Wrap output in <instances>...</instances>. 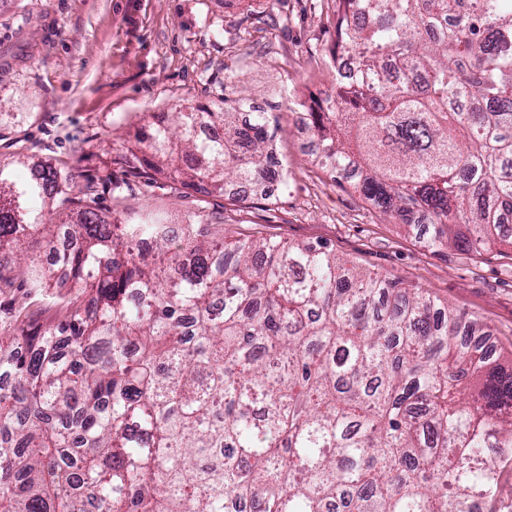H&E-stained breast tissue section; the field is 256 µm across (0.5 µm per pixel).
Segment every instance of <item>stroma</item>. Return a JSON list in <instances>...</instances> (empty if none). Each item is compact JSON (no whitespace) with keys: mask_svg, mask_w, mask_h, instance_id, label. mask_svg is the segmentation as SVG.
<instances>
[{"mask_svg":"<svg viewBox=\"0 0 512 512\" xmlns=\"http://www.w3.org/2000/svg\"><path fill=\"white\" fill-rule=\"evenodd\" d=\"M330 0H0V160L77 166L125 152L150 114L221 97L277 116L276 157L288 180L271 208L211 195L232 232L328 242L363 268L399 278L487 323L512 358V256L427 248L380 218L303 149L294 103L336 82ZM125 203L177 222L187 199L129 181Z\"/></svg>","mask_w":512,"mask_h":512,"instance_id":"obj_1","label":"stroma"}]
</instances>
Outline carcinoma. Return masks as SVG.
<instances>
[{"label":"carcinoma","instance_id":"1","mask_svg":"<svg viewBox=\"0 0 512 512\" xmlns=\"http://www.w3.org/2000/svg\"><path fill=\"white\" fill-rule=\"evenodd\" d=\"M458 2L332 0L331 56L358 61L308 125L321 167L423 218L426 247L512 249V0ZM243 105L167 114L124 180L283 183L276 126ZM78 162H0V270L30 299L66 289L59 322L18 306L0 327V512H512V361L481 320L323 243L232 238L198 203L176 229L108 216L112 166ZM66 232L63 280L28 250Z\"/></svg>","mask_w":512,"mask_h":512}]
</instances>
